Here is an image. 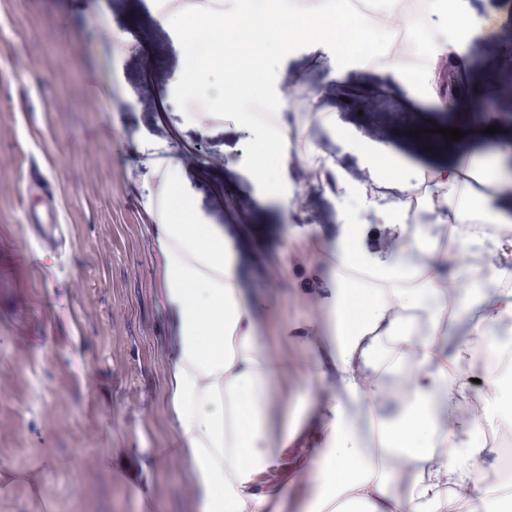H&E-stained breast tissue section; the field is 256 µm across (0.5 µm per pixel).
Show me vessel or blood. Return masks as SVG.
Listing matches in <instances>:
<instances>
[{
	"instance_id": "1",
	"label": "vessel or blood",
	"mask_w": 512,
	"mask_h": 512,
	"mask_svg": "<svg viewBox=\"0 0 512 512\" xmlns=\"http://www.w3.org/2000/svg\"><path fill=\"white\" fill-rule=\"evenodd\" d=\"M26 193L32 204L24 211V219L35 242L41 246H57L55 235L59 222L56 208V183L39 165L28 168Z\"/></svg>"
}]
</instances>
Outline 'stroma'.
<instances>
[{"label": "stroma", "instance_id": "35a3bbf8", "mask_svg": "<svg viewBox=\"0 0 512 512\" xmlns=\"http://www.w3.org/2000/svg\"><path fill=\"white\" fill-rule=\"evenodd\" d=\"M511 45L512 16L455 59L471 90L462 107L499 128L482 135L488 149L512 139V96L486 80L492 71L512 84ZM183 65L156 0H0V465L21 472L47 454L56 461L41 495L17 482L0 494V512H46L48 502L54 512H141L131 479L97 464L109 447L125 449L130 469L151 466L156 512H195L181 462L155 467L150 455L178 445L167 405L176 321L150 231L162 206L163 157L172 158L200 220L223 231L262 348L287 368L274 384L272 425L304 403L292 442L299 466L325 439L323 415L338 392L328 328L346 220L341 200L316 187L299 155L315 149L355 187L370 186V169L315 113L287 106L274 121L292 142L282 165L304 206L264 197L243 166L252 132L176 104ZM335 65V49L318 56L304 47L283 59L276 81L317 97L321 109L378 144L389 136L376 112L395 123L415 113L430 127L453 120L372 71L336 81ZM33 160L57 181L66 223L60 251L36 246L24 223V172ZM508 287L512 279L475 275L468 302L449 321V348L463 340L477 301ZM314 356L322 365L309 377L301 364ZM287 460V449H275L251 486L279 501L281 512H300L314 487L289 473Z\"/></svg>", "mask_w": 512, "mask_h": 512}]
</instances>
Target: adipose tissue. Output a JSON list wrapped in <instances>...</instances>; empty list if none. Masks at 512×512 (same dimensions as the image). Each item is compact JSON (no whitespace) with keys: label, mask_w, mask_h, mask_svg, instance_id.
<instances>
[{"label":"adipose tissue","mask_w":512,"mask_h":512,"mask_svg":"<svg viewBox=\"0 0 512 512\" xmlns=\"http://www.w3.org/2000/svg\"><path fill=\"white\" fill-rule=\"evenodd\" d=\"M265 16L252 39L289 46L306 40L312 50L336 43V19L348 0H328L297 23L290 0H266ZM402 0H387L368 25L384 47L380 53L337 50L335 79L356 68L391 75L413 98L447 107L436 88L439 61L455 58L471 38L498 17L460 7L459 0H423L429 52L410 59L396 52ZM373 174L364 207L378 211L388 227L385 261L369 266L358 248L361 228L350 223L339 263L350 274L369 270L371 303L354 289H337L334 367L339 391L330 404L327 438L315 449L307 480L319 488L311 512H502L494 486L466 496L471 461L483 446L470 437L473 417L464 415V396L451 373L501 332L512 333V292L486 302L472 317L466 342L448 350V315L461 302L444 284L472 273L453 269L434 239V229L461 225L456 252L512 256V239L488 235L487 224H511L512 213L496 206L508 179L499 162L475 164L457 142H449L448 166L419 173L432 186L410 205L411 185L401 179V154L388 145L357 144ZM164 204L155 242L164 271V297L175 315L177 336L168 363V410L181 442L177 455L195 489L197 512H269V496L255 494L251 476L264 470L274 448L286 447L295 429L271 431L272 384L284 369L268 357L248 307L235 286L232 256L221 230L196 221L191 201L174 176L162 171ZM428 218L419 237L404 239L407 225ZM397 377L392 392L400 404L396 423L367 413L379 397L378 380ZM401 481L392 490V481Z\"/></svg>","instance_id":"adipose-tissue-1"}]
</instances>
